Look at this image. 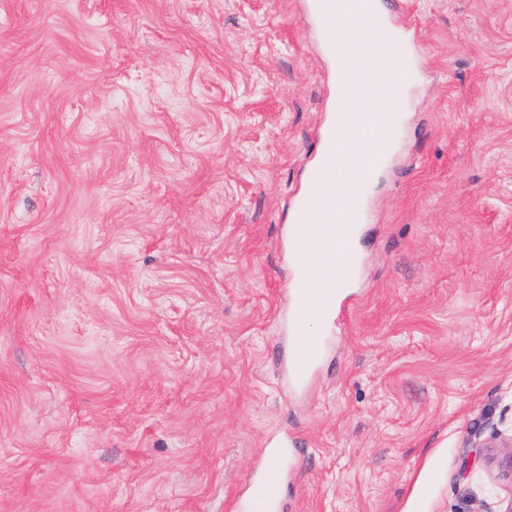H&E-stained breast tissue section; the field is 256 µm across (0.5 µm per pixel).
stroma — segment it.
Instances as JSON below:
<instances>
[{"label": "stroma", "instance_id": "35a3bbf8", "mask_svg": "<svg viewBox=\"0 0 512 512\" xmlns=\"http://www.w3.org/2000/svg\"><path fill=\"white\" fill-rule=\"evenodd\" d=\"M403 122L309 378L290 215L335 100L302 0H0V512L512 501V0H404ZM297 343L292 354V367L298 380L307 377L317 362L322 350L324 340L322 336L306 335ZM279 481L277 475L269 476L264 471L255 475L251 482V492L247 500H236L231 505V512H280L282 500L276 494Z\"/></svg>", "mask_w": 512, "mask_h": 512}]
</instances>
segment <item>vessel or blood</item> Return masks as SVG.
Returning <instances> with one entry per match:
<instances>
[{"label":"vessel or blood","instance_id":"obj_1","mask_svg":"<svg viewBox=\"0 0 512 512\" xmlns=\"http://www.w3.org/2000/svg\"><path fill=\"white\" fill-rule=\"evenodd\" d=\"M306 8L323 35L327 54L336 61L337 98L362 99L370 108L356 117L338 114L325 128L318 161L307 175L310 191L299 195L292 210V222L303 227L291 243L301 265L291 283L294 322L299 326L335 310L339 281L354 273L351 226L362 223L366 185L384 159L385 144L398 132L397 107L408 93L412 67L404 35L385 21L381 0H308ZM380 98L389 99L392 110L374 108ZM342 170L350 172L348 181L339 180ZM323 344V338L313 334L300 339L292 354L296 378L311 373ZM277 485V478L267 473L255 475L248 499L234 502L231 512H281Z\"/></svg>","mask_w":512,"mask_h":512}]
</instances>
